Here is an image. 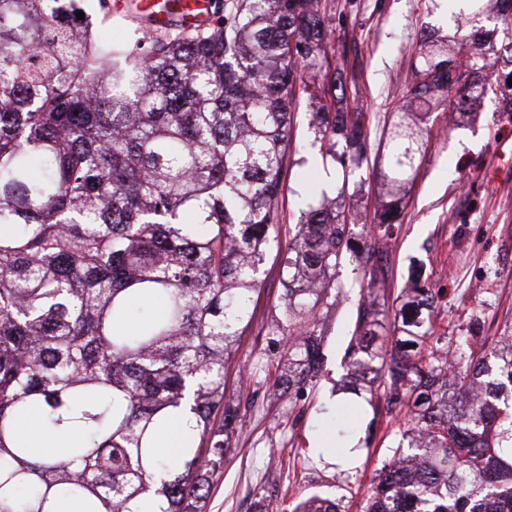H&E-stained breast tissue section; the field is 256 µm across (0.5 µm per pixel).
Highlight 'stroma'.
Masks as SVG:
<instances>
[{"instance_id": "stroma-1", "label": "stroma", "mask_w": 512, "mask_h": 512, "mask_svg": "<svg viewBox=\"0 0 512 512\" xmlns=\"http://www.w3.org/2000/svg\"><path fill=\"white\" fill-rule=\"evenodd\" d=\"M332 35L331 66L347 70L348 107L365 112L368 162L358 170L363 191L346 199L350 209L372 212L383 191L375 165L386 149L394 112L410 107L412 55L420 38L433 33L450 39L464 31L468 0H322ZM294 134L304 148L291 154L281 225L295 223L316 198L315 188L334 190L341 177L317 162L310 128L314 107L307 94L292 104ZM430 139L408 184L401 222L382 260L393 273L380 301V335L393 330V302L406 287L413 262L438 291L433 317L438 336H461L472 319L483 325L485 344L512 332V113L488 98L470 113L435 112ZM355 262L345 261L336 281L347 300L323 310L317 328L325 360L316 383L291 389L279 304L285 280L275 257L264 265V287L251 310L252 326L242 336L229 367L224 401L237 407L242 427L232 439L222 468L206 493L204 512H257L261 499L291 512L300 500L319 496L339 512H361L389 446L400 438L409 404L387 405L383 395L357 415L361 462L342 467L337 457L314 459L309 443L323 435L321 409L338 393L347 374L346 353L359 300Z\"/></svg>"}]
</instances>
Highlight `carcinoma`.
Here are the masks:
<instances>
[{"label": "carcinoma", "instance_id": "cac0c4a2", "mask_svg": "<svg viewBox=\"0 0 512 512\" xmlns=\"http://www.w3.org/2000/svg\"><path fill=\"white\" fill-rule=\"evenodd\" d=\"M196 29L140 27L111 41L77 18L80 0H0V512H202L239 423L224 374L252 322L261 268L278 240L293 147L291 99L317 100L322 165L340 197L367 160L363 112L331 109L343 78L320 81L327 37L320 0H212ZM470 32L420 42L412 99L377 157L386 186L372 223L327 195L288 227L278 259L288 382H313L323 360L318 309L346 256L360 288L386 283L376 256L427 146L433 112H470L496 85L477 79L494 13L512 41V0H472ZM435 299L402 295L394 334L376 344V301L358 305L348 355L355 381L392 404L413 400L363 512H497L512 502V339L490 352L471 336L432 333ZM136 319L133 330L119 324ZM192 394L195 426L177 462L155 448L165 413ZM32 411L48 429L74 423L66 456L33 460L12 440ZM292 512H338L309 497Z\"/></svg>", "mask_w": 512, "mask_h": 512}]
</instances>
